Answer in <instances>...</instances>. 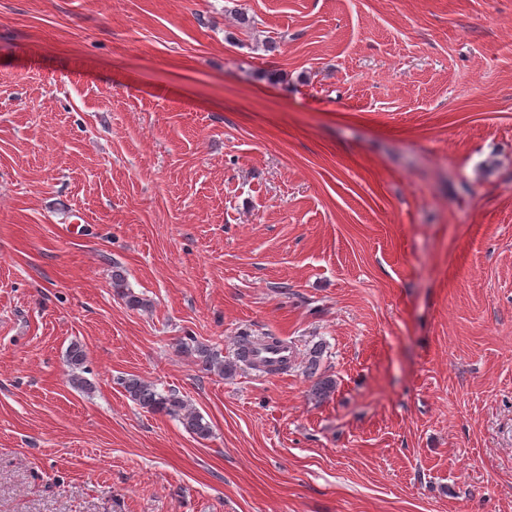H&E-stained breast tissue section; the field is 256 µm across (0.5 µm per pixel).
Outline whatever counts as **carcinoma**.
<instances>
[{
  "mask_svg": "<svg viewBox=\"0 0 512 512\" xmlns=\"http://www.w3.org/2000/svg\"><path fill=\"white\" fill-rule=\"evenodd\" d=\"M112 287L117 290L125 300L128 307L132 309H141L148 306L146 299L132 292L125 281L121 270L116 269L112 272ZM185 351L195 354L208 371H216L222 376L231 375L236 372L237 365L232 362H226L212 349L204 345L193 346L189 343L182 344ZM86 348L78 343H72L66 353V363L71 371L72 383L78 388H87L90 383L80 375L87 361ZM122 386L130 400L139 407L148 411L164 414L178 419L184 429L193 437L205 439L211 433V427L208 421L195 409L188 401L174 389L160 392L157 388L138 376L130 375L123 379ZM335 381L329 376H320L311 385V393L318 399H325L333 393Z\"/></svg>",
  "mask_w": 512,
  "mask_h": 512,
  "instance_id": "1",
  "label": "carcinoma"
}]
</instances>
